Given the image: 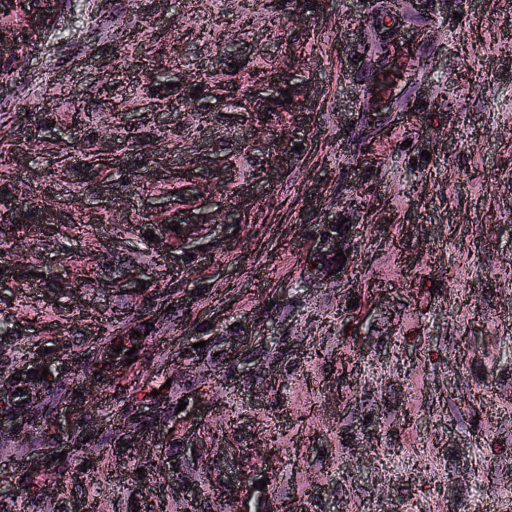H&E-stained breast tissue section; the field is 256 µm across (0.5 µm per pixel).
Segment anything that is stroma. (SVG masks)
<instances>
[{
	"mask_svg": "<svg viewBox=\"0 0 512 512\" xmlns=\"http://www.w3.org/2000/svg\"><path fill=\"white\" fill-rule=\"evenodd\" d=\"M262 3L57 0L47 29L1 53L16 61L0 83L10 197L42 196L64 224L9 237L8 262L33 274L0 287V360L49 367L77 397L50 407L56 448L0 452V495H18L25 463L53 467L60 451L53 512L78 500L149 512L154 490L133 481L146 460L125 439L156 428L163 455L220 484L227 512H512V0H408L392 30L376 0H314L276 32ZM133 24L156 38L115 62ZM162 41L176 48L163 95L186 124L209 107L223 137L156 135L136 86ZM295 51L315 111L249 119L194 93L202 70ZM60 82L87 114L80 133L62 118L70 101L53 96ZM41 112L52 124L35 123ZM124 125L144 127L147 151L120 152ZM79 138L110 150L117 173L83 165ZM280 151L292 166L275 168ZM218 156L233 167L205 203L211 223L177 251L175 276L154 273L159 182ZM114 216L134 231L112 246ZM340 221L344 275L303 284L317 239ZM143 268L146 282L129 278ZM129 301L150 324L138 340L101 338L84 320L122 318ZM88 359L108 372L83 373ZM131 375L170 384L185 409L157 419ZM110 429L108 456L70 454L74 432Z\"/></svg>",
	"mask_w": 512,
	"mask_h": 512,
	"instance_id": "1",
	"label": "stroma"
}]
</instances>
